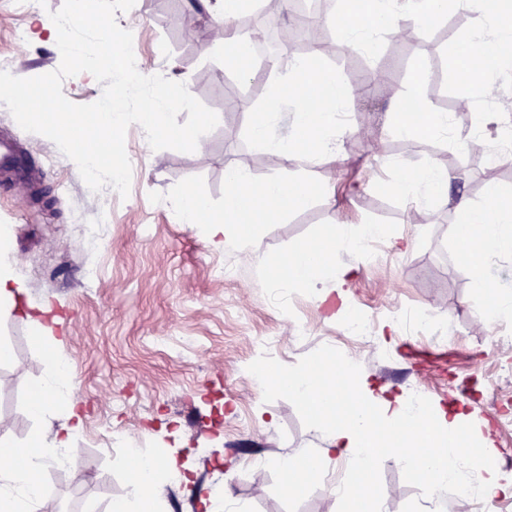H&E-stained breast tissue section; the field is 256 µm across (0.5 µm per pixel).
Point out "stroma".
<instances>
[{
	"label": "stroma",
	"mask_w": 512,
	"mask_h": 512,
	"mask_svg": "<svg viewBox=\"0 0 512 512\" xmlns=\"http://www.w3.org/2000/svg\"><path fill=\"white\" fill-rule=\"evenodd\" d=\"M62 5L31 0L22 9L17 0H0V58L13 61L14 76L58 68L60 51L41 23ZM218 20L200 0H136L129 11L117 12L146 75L184 83L223 116L207 133L205 148L192 153L153 150L144 129L131 125L125 139L132 166L128 197L106 187L91 191L54 142L23 130L0 102V138L13 141L31 169L28 189L0 191V224L15 227L13 254L26 282L19 311L0 318V341L12 352L0 363V416L19 441L36 429L53 435L65 423L62 411L41 419L30 411L47 361L26 314L49 304L83 415L79 458L92 476L78 485L67 474L45 471L48 493L40 512H108L112 501L127 496L131 464L126 449L107 445L109 427L140 431L144 451L170 447L172 459L191 470L190 483L161 484L162 512H202V499L220 488L225 512H352V497L326 494L324 487L349 484L354 471L339 456L323 455L325 437L304 403L278 387L257 391L250 372L261 359L284 374L334 353L354 360L359 377L375 389L406 396L417 385L434 406L457 402L489 439L491 463L506 470L512 426L498 425L493 401L512 398V321L481 325L484 292L470 266L457 261L454 197L418 204L387 190L399 175L397 163L431 161L464 173L459 189L474 204L483 203L491 182L512 195V162L489 161L492 133H485L480 150L456 146L478 123L476 113L458 109L464 89L452 65L455 46L469 32L468 13L449 12L428 30L383 35L375 53L339 51L331 29L315 37L317 59L349 90L348 121L336 129L338 156L283 164L254 143L251 128L286 72L263 67L254 80L241 81L224 54L210 49ZM187 24L194 31L190 40L183 33ZM30 30L39 39L18 40V33ZM419 72L423 97L450 120L447 137L397 138L384 129L387 112L405 99ZM230 164L259 180L302 177L320 192L281 222L256 225L247 252H216L199 227L178 221L171 202L192 187L208 199L211 215H223ZM85 224L101 228L96 250L82 243ZM336 224L355 230L378 224L388 232L380 263L344 252L327 270L330 278L347 275L349 310L376 327L388 322L392 309L425 314L427 327L400 331L386 347L373 334L353 339L344 335L342 318L330 317L308 291L276 284L290 250L319 242ZM401 238L412 242L407 251L391 246ZM224 262L235 267L234 279L214 276V265ZM300 323L309 334L291 335ZM258 336L277 338L276 349L256 346ZM286 454L317 459L293 495L284 493L277 466ZM257 459L268 467L262 482L252 478ZM369 486L380 512L429 507L423 478L398 460L379 458Z\"/></svg>",
	"instance_id": "1"
}]
</instances>
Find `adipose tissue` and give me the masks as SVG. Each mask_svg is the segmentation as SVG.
<instances>
[{
    "mask_svg": "<svg viewBox=\"0 0 512 512\" xmlns=\"http://www.w3.org/2000/svg\"><path fill=\"white\" fill-rule=\"evenodd\" d=\"M242 5L243 0H215V10L224 16L215 42L226 55L237 59L238 76L247 80L254 70L250 56L242 50V36L234 26ZM452 9L468 12L471 19L469 34L455 50L456 77L466 88L459 108L471 112L476 108L477 96L487 95L498 77L497 71L477 66L478 56H491L500 63L512 56V0H494L490 6L485 0H337L325 23L336 31L342 47L365 51L379 33L396 34L409 26L426 30L442 22ZM356 15L361 16L362 22L354 26L350 19ZM284 66L288 69V90L276 92L253 125L254 142L281 163L335 152L336 114L348 94L346 86L334 72L311 64L306 58L290 59ZM286 110L293 112L295 121L292 132L283 136L277 133L276 126ZM458 180V175L428 162L401 168L388 189L398 197L419 202L447 195ZM246 195L255 198L256 222L270 224L281 220L292 205L307 200L311 184L304 179L282 177L258 184L247 169L230 166L225 173L223 216L210 217L207 199L192 188L184 191L175 208L182 223L201 226L210 248L244 252L251 241L239 236L237 228L242 222L240 201ZM456 209L464 241L480 247V257L471 258L470 263L477 284L486 286L485 257L512 255V201L491 185L482 204H473L462 195ZM381 232L377 225H365L356 232L344 224L333 226L321 245L292 251L289 285L315 290L321 304L332 297L345 299L346 280L323 282V272L335 265L339 253L349 251L353 240H369ZM13 238V225L1 224L0 315L17 308L26 287L12 256ZM31 323L48 363L47 373L33 393L31 409L41 417L66 409L67 423L53 436L35 431L18 442L3 434L6 421L0 418V512H38L46 495L41 481L45 468L57 462L61 454H74V440L83 430L59 340L52 326L40 318H32ZM343 376L345 389L355 403L377 410L381 426L332 413L336 385L332 379H318L311 365H303L290 379L292 392L316 413V424L326 433L330 451L358 470L373 469L382 455L403 462L424 476L431 512H441L448 487L463 484L458 464L468 457L464 438L472 433L466 415L415 407L404 397L375 392L350 370L344 371ZM391 426L403 432L401 448L387 444V429ZM168 472V467L157 459L145 457L129 476L130 497L113 501L110 512H158L157 489Z\"/></svg>",
    "mask_w": 512,
    "mask_h": 512,
    "instance_id": "1",
    "label": "adipose tissue"
}]
</instances>
